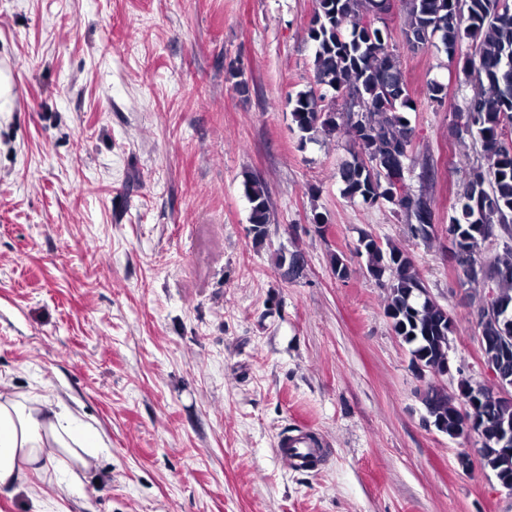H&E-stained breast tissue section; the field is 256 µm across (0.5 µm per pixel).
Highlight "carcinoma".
<instances>
[{
  "label": "carcinoma",
  "mask_w": 512,
  "mask_h": 512,
  "mask_svg": "<svg viewBox=\"0 0 512 512\" xmlns=\"http://www.w3.org/2000/svg\"><path fill=\"white\" fill-rule=\"evenodd\" d=\"M409 18L404 38L412 47L437 39L448 58L464 60L465 75L480 88L458 114L459 133H477L490 164L466 174L460 211L449 218L448 233L456 241L454 258L462 282L481 281L494 289L498 310L487 312L478 328L488 341L486 361L512 378V0H401ZM382 0H316L308 38L314 45L315 87L288 96L291 118L301 141L339 127L336 97L348 106L346 125L357 150L339 168L342 193L369 204H390L405 217L408 233L427 242L436 232L433 201L407 183L413 160V129L405 110L413 101L393 52L376 22ZM469 40L472 54H461ZM250 204L249 234L265 240L271 209L265 186L245 184ZM497 238L503 249L490 259L480 256L479 243ZM355 253L367 259L375 278L388 277L386 314L396 335L411 346L412 361L442 369L448 366V341L455 323L448 310L424 293L425 285L412 258L402 249L378 243L372 236L358 240ZM298 251H281L276 267L281 276L301 270ZM488 400L480 424L485 445L484 466L512 480V451L498 448L501 428L512 425V398ZM426 419L438 432L456 436L471 420L464 400L435 388L422 397Z\"/></svg>",
  "instance_id": "cac0c4a2"
}]
</instances>
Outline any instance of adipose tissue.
I'll use <instances>...</instances> for the list:
<instances>
[{
	"label": "adipose tissue",
	"instance_id": "adipose-tissue-1",
	"mask_svg": "<svg viewBox=\"0 0 512 512\" xmlns=\"http://www.w3.org/2000/svg\"><path fill=\"white\" fill-rule=\"evenodd\" d=\"M104 446L98 431L79 422L63 401L12 394L0 380V492L42 475L52 493L70 495L78 472L94 468Z\"/></svg>",
	"mask_w": 512,
	"mask_h": 512
}]
</instances>
